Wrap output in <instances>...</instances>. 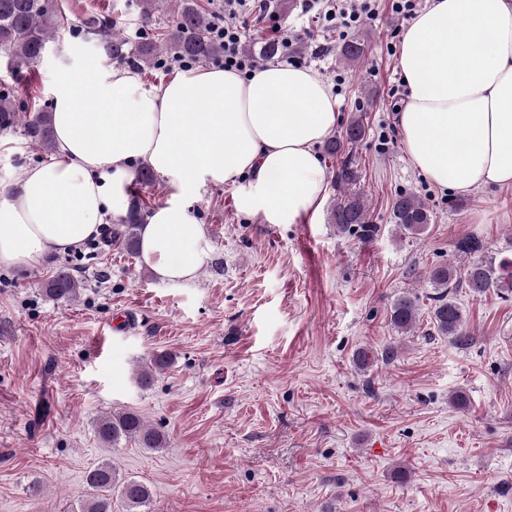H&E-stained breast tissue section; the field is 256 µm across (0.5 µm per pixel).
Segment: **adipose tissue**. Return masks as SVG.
Instances as JSON below:
<instances>
[{
	"instance_id": "obj_1",
	"label": "adipose tissue",
	"mask_w": 512,
	"mask_h": 512,
	"mask_svg": "<svg viewBox=\"0 0 512 512\" xmlns=\"http://www.w3.org/2000/svg\"><path fill=\"white\" fill-rule=\"evenodd\" d=\"M399 68L409 96L398 116L412 165L435 187L512 188V0H432L405 32ZM56 150L0 194V266H41L82 247L126 212L135 163L180 198L149 210L144 264L163 280L196 276L210 245L187 199L202 185L238 184L239 211L297 224L323 204L319 146L339 121L312 69L259 67L251 78L200 67L159 86L128 68L58 75Z\"/></svg>"
}]
</instances>
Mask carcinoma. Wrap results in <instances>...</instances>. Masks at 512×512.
<instances>
[{"instance_id":"1","label":"carcinoma","mask_w":512,"mask_h":512,"mask_svg":"<svg viewBox=\"0 0 512 512\" xmlns=\"http://www.w3.org/2000/svg\"><path fill=\"white\" fill-rule=\"evenodd\" d=\"M170 20L164 28H154L135 47L114 27L112 18L104 13H90L74 26L58 0H0V50L7 52L20 66L35 67L46 45L68 28L94 36L104 54L111 60L122 61L135 57L138 67L152 68L162 57H175L204 63L219 56L222 46L211 34V18L200 0H168ZM366 46L358 40H349L342 46V56L351 64L363 62ZM19 129L36 149L49 153L55 149L51 113L37 104L36 96L21 100L11 93L0 91V131ZM365 134L363 120H353L339 137L327 140V150L333 156H342L336 170V187L341 198L332 209V221L340 231L354 230L364 240L373 238L378 227L367 218V210L360 196L349 191L359 174L351 156L345 155L350 146ZM138 200L131 203L121 224L112 229V244L120 245L131 254L138 253L142 230V210ZM393 223L400 231L418 235L430 223V213L423 201L410 193L397 196L392 208ZM436 289L431 306V321L437 332L448 337L454 345L465 347L471 337L464 330L463 313L454 300L453 291L467 288L473 293L491 289L500 293L512 292V264L495 266L481 259H472L458 270L453 266H438L430 273ZM46 292L57 298L72 301L81 292V281L67 269L57 270L46 282ZM419 298L408 294L399 297L390 309L391 326L399 333L411 331L417 323ZM168 358L158 355L151 366L137 375L138 383L150 386L155 373L165 368ZM98 439L113 448L123 442H133L140 448L159 451L166 447V437L158 429L147 425L141 416L128 409L113 410L95 421ZM88 494L77 512H112L117 502L122 512H144L152 499L151 488L132 478L120 475L109 461L92 467L85 476Z\"/></svg>"}]
</instances>
